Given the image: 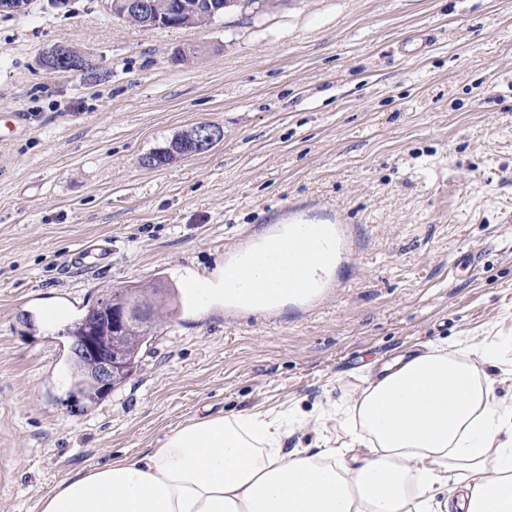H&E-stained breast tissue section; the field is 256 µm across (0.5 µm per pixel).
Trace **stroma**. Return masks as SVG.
I'll list each match as a JSON object with an SVG mask.
<instances>
[{"label":"stroma","mask_w":512,"mask_h":512,"mask_svg":"<svg viewBox=\"0 0 512 512\" xmlns=\"http://www.w3.org/2000/svg\"><path fill=\"white\" fill-rule=\"evenodd\" d=\"M431 42L407 56L401 44ZM57 44L88 71L41 64ZM197 45L192 62L177 48ZM25 113L23 129L11 115ZM206 122L211 150L140 158ZM324 205L365 251L319 310L274 321L198 301L245 232ZM97 237L108 266H69ZM176 300L134 373L71 388L66 333L98 299ZM512 336V0H278L203 28H146L106 0L0 12V512H40L63 479L158 447L200 415L288 413L285 449L340 448L336 407L399 354ZM512 412V348L480 366Z\"/></svg>","instance_id":"stroma-1"}]
</instances>
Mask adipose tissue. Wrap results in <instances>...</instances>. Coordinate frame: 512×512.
<instances>
[{
	"mask_svg": "<svg viewBox=\"0 0 512 512\" xmlns=\"http://www.w3.org/2000/svg\"><path fill=\"white\" fill-rule=\"evenodd\" d=\"M327 255L315 236L243 261L258 306L282 305ZM345 448L285 450L277 418L241 413L171 429L158 447L61 481L41 512H512V415L468 353L385 365L343 411Z\"/></svg>",
	"mask_w": 512,
	"mask_h": 512,
	"instance_id": "1",
	"label": "adipose tissue"
}]
</instances>
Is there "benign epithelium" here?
<instances>
[{"instance_id": "obj_1", "label": "benign epithelium", "mask_w": 512, "mask_h": 512, "mask_svg": "<svg viewBox=\"0 0 512 512\" xmlns=\"http://www.w3.org/2000/svg\"><path fill=\"white\" fill-rule=\"evenodd\" d=\"M241 4V0H224L219 5L185 4L182 15L188 19H173L165 16L157 0H109L112 14L121 19L134 15L155 17L153 24L166 27H202L220 16L224 9ZM48 67L63 65L72 69H83L86 60L72 54L71 49L56 45L45 55ZM221 138V130L208 123H199L186 131V141L191 153H200L211 148ZM151 315L136 302L121 303L114 294H107L89 308L84 320L85 329L81 336L74 338L72 352L78 369L102 391L112 388L114 382L129 373L130 364L123 354L114 349L116 337L112 333L122 332L131 323L147 324Z\"/></svg>"}]
</instances>
